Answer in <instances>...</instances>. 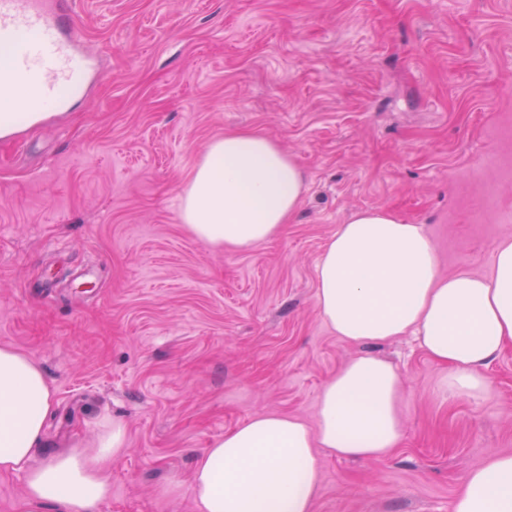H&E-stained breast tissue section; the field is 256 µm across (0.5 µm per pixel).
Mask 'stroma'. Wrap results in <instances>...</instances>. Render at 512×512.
Here are the masks:
<instances>
[{"mask_svg":"<svg viewBox=\"0 0 512 512\" xmlns=\"http://www.w3.org/2000/svg\"><path fill=\"white\" fill-rule=\"evenodd\" d=\"M79 24L103 82L0 144V345L54 394L35 462L117 418L102 512H195L205 448L266 411L316 423L359 353L316 306L351 214L424 225L444 275H488L512 239V0H79ZM227 130L270 137L306 177L291 224L247 250L180 217ZM375 352L403 380L400 442L321 453L314 512H452L465 475L512 452V346L476 399L443 389L414 337Z\"/></svg>","mask_w":512,"mask_h":512,"instance_id":"35a3bbf8","label":"stroma"}]
</instances>
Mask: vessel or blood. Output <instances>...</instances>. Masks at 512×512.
Wrapping results in <instances>:
<instances>
[{"label": "vessel or blood", "instance_id": "1", "mask_svg": "<svg viewBox=\"0 0 512 512\" xmlns=\"http://www.w3.org/2000/svg\"><path fill=\"white\" fill-rule=\"evenodd\" d=\"M0 48L13 81L27 87L30 112L65 108L104 75L78 31L74 0H0Z\"/></svg>", "mask_w": 512, "mask_h": 512}]
</instances>
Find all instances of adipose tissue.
I'll use <instances>...</instances> for the list:
<instances>
[{
	"mask_svg": "<svg viewBox=\"0 0 512 512\" xmlns=\"http://www.w3.org/2000/svg\"><path fill=\"white\" fill-rule=\"evenodd\" d=\"M304 177L272 139L228 131L212 139L190 172L181 219L195 237L241 250L279 235L297 211ZM317 306L339 338L366 345L322 390L316 425L281 412L250 417L198 458L196 512H313L320 450L379 460L401 438L402 380L373 344L412 335L440 367L445 389L475 398L482 371L512 345V239L494 252L490 275L439 272L423 225L378 208L353 213L317 267ZM53 395L27 354L0 346V473L25 471L19 512H99L112 495L107 471L124 450L120 422L94 447L45 463L31 459ZM453 512H512V454H490L468 472Z\"/></svg>",
	"mask_w": 512,
	"mask_h": 512,
	"instance_id": "ef3b65f1",
	"label": "adipose tissue"
}]
</instances>
